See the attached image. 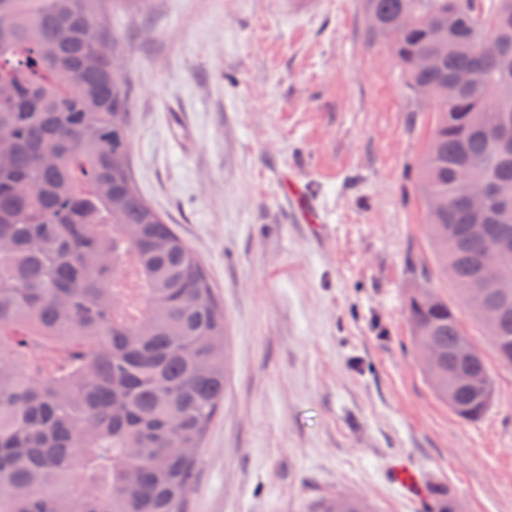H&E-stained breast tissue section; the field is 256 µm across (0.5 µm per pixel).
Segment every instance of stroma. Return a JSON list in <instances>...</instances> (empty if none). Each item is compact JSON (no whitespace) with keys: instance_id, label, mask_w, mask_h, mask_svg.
<instances>
[{"instance_id":"obj_1","label":"stroma","mask_w":512,"mask_h":512,"mask_svg":"<svg viewBox=\"0 0 512 512\" xmlns=\"http://www.w3.org/2000/svg\"><path fill=\"white\" fill-rule=\"evenodd\" d=\"M132 101L135 184L207 273L227 317L224 401L186 512H512V367L458 419L431 390L405 298L432 264L413 182L431 134L363 0H103ZM190 147L180 152L178 135ZM321 202L318 244L278 171ZM320 512H373L372 505L363 498L336 495V498L325 500Z\"/></svg>"}]
</instances>
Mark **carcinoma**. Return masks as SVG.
Instances as JSON below:
<instances>
[{
	"instance_id": "cac0c4a2",
	"label": "carcinoma",
	"mask_w": 512,
	"mask_h": 512,
	"mask_svg": "<svg viewBox=\"0 0 512 512\" xmlns=\"http://www.w3.org/2000/svg\"><path fill=\"white\" fill-rule=\"evenodd\" d=\"M102 0H0V512H186L185 490L224 399V307L200 261L134 185L131 99ZM371 34L410 95L434 112L417 187L435 271L512 366V251L488 275L480 250L512 240V198L478 217L459 167L512 185V0H364ZM410 17L405 28L395 25ZM424 56L435 67L418 64ZM483 227L478 238L474 225ZM411 326L441 350L426 374L464 421L492 398L457 384L491 378L457 309L412 291ZM497 313L487 323L482 315ZM320 512H373L338 495Z\"/></svg>"
}]
</instances>
